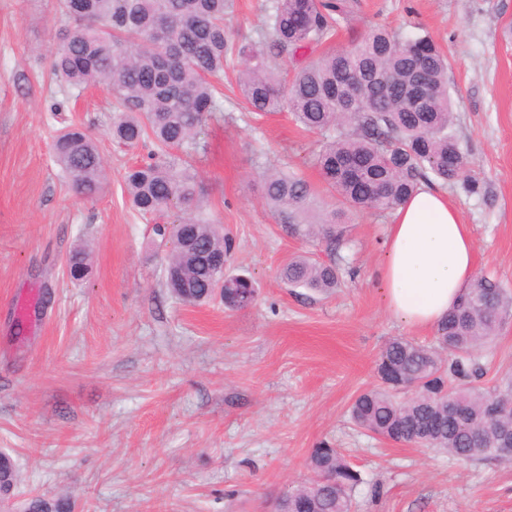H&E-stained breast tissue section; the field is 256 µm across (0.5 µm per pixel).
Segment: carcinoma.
Masks as SVG:
<instances>
[{"instance_id":"obj_1","label":"carcinoma","mask_w":512,"mask_h":512,"mask_svg":"<svg viewBox=\"0 0 512 512\" xmlns=\"http://www.w3.org/2000/svg\"><path fill=\"white\" fill-rule=\"evenodd\" d=\"M65 21L51 53L60 89L71 94L90 84L112 89V137L130 148L152 146L147 160L125 176L132 205L143 215L175 207L176 227L157 224L154 233L171 243L169 266L185 289L175 297L199 305L220 297L224 308L244 309L247 278L224 277L217 288L196 254L224 250L234 241L202 216L200 185L183 156L200 145L208 116L222 111L217 84L224 69L236 72L241 94L257 115L288 110L307 131L327 133L316 155L324 183L349 206L390 211L421 185L462 182L474 194L478 183L461 179L464 155L454 133V103L448 57L426 35L368 31L351 49L327 53L288 74L276 61L331 40L349 25L352 0H269L259 44L228 42L225 17L232 0H59ZM56 165L73 179L85 200L103 191L106 169L95 140L80 126L61 132L53 144ZM267 204L292 231L326 245L333 256L348 242V226L335 209L314 224L301 215L312 202L302 177L274 171L263 177ZM74 279L84 278L89 257L82 246L68 255ZM279 278L293 288L328 293L340 284L336 261L306 256L288 261ZM512 319V291L489 274L475 277L460 301L437 324L431 347L394 338L380 352V386L352 403L353 422L367 432L405 446H424L469 464L509 463L497 454L512 441V378L486 385L478 348L492 343ZM310 477L288 491L293 512H352L351 491L362 483L344 455L321 442L308 458ZM16 460L0 453V490L10 492ZM27 512H73L68 499L34 495Z\"/></svg>"}]
</instances>
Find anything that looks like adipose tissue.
<instances>
[{"label": "adipose tissue", "instance_id": "1", "mask_svg": "<svg viewBox=\"0 0 512 512\" xmlns=\"http://www.w3.org/2000/svg\"><path fill=\"white\" fill-rule=\"evenodd\" d=\"M386 248L380 278L387 310L409 326L435 327L475 274L468 226L445 194L423 187L396 209Z\"/></svg>", "mask_w": 512, "mask_h": 512}]
</instances>
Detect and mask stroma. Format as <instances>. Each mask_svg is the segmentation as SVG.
I'll list each match as a JSON object with an SVG mask.
<instances>
[{
	"mask_svg": "<svg viewBox=\"0 0 512 512\" xmlns=\"http://www.w3.org/2000/svg\"><path fill=\"white\" fill-rule=\"evenodd\" d=\"M332 42L284 58L286 68L345 48L369 28H420L448 56L455 133L466 173L442 193L468 224L478 272L512 290V0H357ZM57 0H0V450L17 458L15 492L68 498L75 512H265L309 475L319 442L339 448L363 484L355 512H512V465L461 464L431 448L384 441L349 418L378 385L386 342L427 345L385 307L379 273L392 213L346 207L315 164L320 137L289 113L253 119L234 72L224 77L192 165L206 217L233 237L224 271L258 296L245 309L186 305L166 288L169 250L129 202L125 173L145 157L112 139V91L63 96L50 47ZM84 126L107 181L77 196L55 164L59 128ZM297 173L315 206L350 226L341 285L322 295L279 277L290 258L322 260L263 200L262 175ZM91 251L72 280L66 257ZM51 289L39 319L21 320L20 295Z\"/></svg>",
	"mask_w": 512,
	"mask_h": 512,
	"instance_id": "obj_1",
	"label": "stroma"
}]
</instances>
